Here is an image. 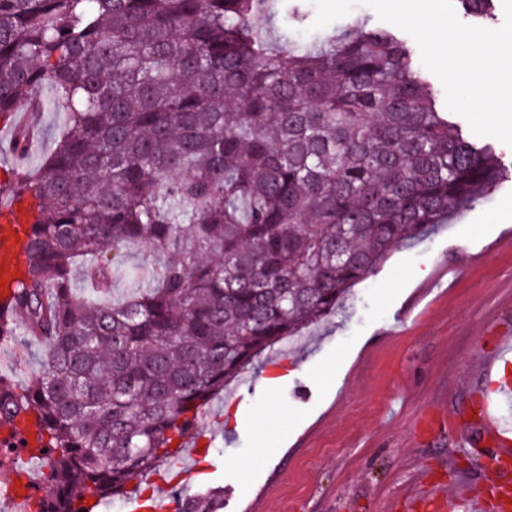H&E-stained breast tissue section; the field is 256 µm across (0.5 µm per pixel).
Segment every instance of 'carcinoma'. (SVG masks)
<instances>
[{"mask_svg": "<svg viewBox=\"0 0 512 512\" xmlns=\"http://www.w3.org/2000/svg\"><path fill=\"white\" fill-rule=\"evenodd\" d=\"M309 17L310 0H0V118L65 114L0 183L31 226L0 345L43 346L27 384L0 372V426L30 416L43 442V494L15 512L126 497L263 353L512 179L393 30L359 15L304 36ZM136 244L153 262L107 257ZM121 277L136 291L115 295ZM222 510L220 487L175 508ZM63 123L64 117L61 114H55L50 112H45L44 114H42L41 120L39 122V127L42 133V137H44L45 139V147L43 149L33 152L26 160L25 165L34 166L36 164L41 154L49 146L48 139L52 138L55 130L62 126Z\"/></svg>", "mask_w": 512, "mask_h": 512, "instance_id": "cac0c4a2", "label": "carcinoma"}]
</instances>
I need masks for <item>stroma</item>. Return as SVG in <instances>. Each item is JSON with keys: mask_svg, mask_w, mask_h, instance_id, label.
<instances>
[{"mask_svg": "<svg viewBox=\"0 0 512 512\" xmlns=\"http://www.w3.org/2000/svg\"><path fill=\"white\" fill-rule=\"evenodd\" d=\"M502 354L512 360V181L393 248L344 313L259 360L189 432L214 450L178 490L223 486L224 512L262 493L266 512H395L424 480L481 492L489 451L466 421L468 390Z\"/></svg>", "mask_w": 512, "mask_h": 512, "instance_id": "1", "label": "stroma"}]
</instances>
